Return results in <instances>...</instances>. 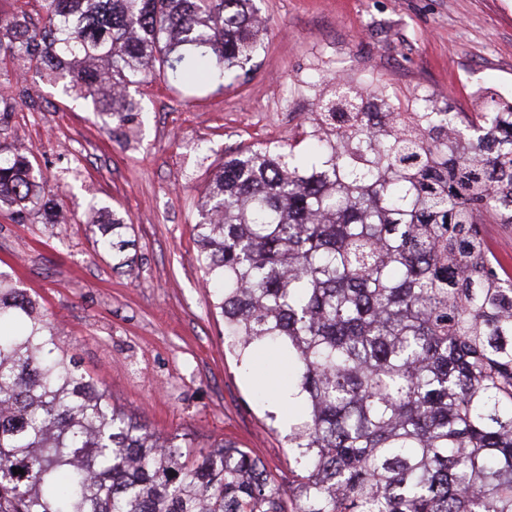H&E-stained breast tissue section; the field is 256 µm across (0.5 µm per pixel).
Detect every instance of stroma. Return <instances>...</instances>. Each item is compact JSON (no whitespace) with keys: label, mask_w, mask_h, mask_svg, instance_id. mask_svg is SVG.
<instances>
[{"label":"stroma","mask_w":512,"mask_h":512,"mask_svg":"<svg viewBox=\"0 0 512 512\" xmlns=\"http://www.w3.org/2000/svg\"><path fill=\"white\" fill-rule=\"evenodd\" d=\"M268 35L223 88L174 89L155 74L130 86L142 112L107 132L91 101L73 99L23 61L0 64L8 130L65 190V229L41 211L0 210V273L40 296L55 332L117 405L196 448L227 440L287 484L288 431L271 419L267 354L243 363L224 345L191 227L226 155L299 141L336 56L347 76L390 97L424 91L440 110L470 112L477 89L512 98V0H254ZM122 216L128 267L98 251L92 217Z\"/></svg>","instance_id":"obj_1"}]
</instances>
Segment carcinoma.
I'll list each match as a JSON object with an SVG mask.
<instances>
[{
	"instance_id": "1",
	"label": "carcinoma",
	"mask_w": 512,
	"mask_h": 512,
	"mask_svg": "<svg viewBox=\"0 0 512 512\" xmlns=\"http://www.w3.org/2000/svg\"><path fill=\"white\" fill-rule=\"evenodd\" d=\"M0 18V63L23 58L101 106L128 88L245 67L263 29L252 0H45L42 26ZM325 132L309 150L229 154L192 230L237 356L288 352L297 472L284 487L230 442L183 450L111 402L38 298L0 278V512H512V274L482 233L512 224V102L477 95L431 125L366 86L315 76ZM25 155L0 151V208L62 211ZM123 220L100 224L128 265ZM24 474H14L13 469Z\"/></svg>"
}]
</instances>
